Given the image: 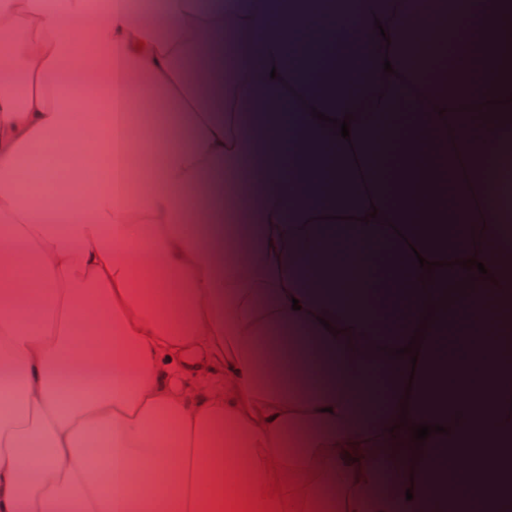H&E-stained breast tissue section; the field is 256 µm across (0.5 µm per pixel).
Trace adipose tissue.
Returning <instances> with one entry per match:
<instances>
[{
    "mask_svg": "<svg viewBox=\"0 0 512 512\" xmlns=\"http://www.w3.org/2000/svg\"><path fill=\"white\" fill-rule=\"evenodd\" d=\"M466 12L447 66L445 0H0V512H229L270 472L295 512L512 506V0ZM132 140L137 196L54 192L43 151Z\"/></svg>",
    "mask_w": 512,
    "mask_h": 512,
    "instance_id": "ef3b65f1",
    "label": "adipose tissue"
}]
</instances>
